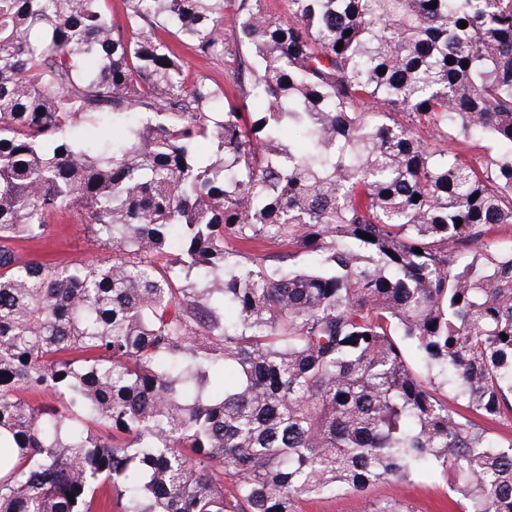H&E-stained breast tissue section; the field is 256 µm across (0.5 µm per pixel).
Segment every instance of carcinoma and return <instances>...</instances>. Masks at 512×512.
<instances>
[{
	"instance_id": "obj_1",
	"label": "carcinoma",
	"mask_w": 512,
	"mask_h": 512,
	"mask_svg": "<svg viewBox=\"0 0 512 512\" xmlns=\"http://www.w3.org/2000/svg\"><path fill=\"white\" fill-rule=\"evenodd\" d=\"M100 2L0 0V512H294L436 470L512 512L473 420L512 414V244L459 257L512 224V0H124L128 38ZM172 28L240 35L233 95ZM74 205L112 262L21 260ZM163 37L172 43L182 56L186 66V75L190 81L203 80L213 87L220 86L224 89L225 73L235 67L234 60L238 55L236 52L237 35L234 30H228L225 33V54L211 59L197 57L188 42L174 43L169 36L163 35Z\"/></svg>"
}]
</instances>
